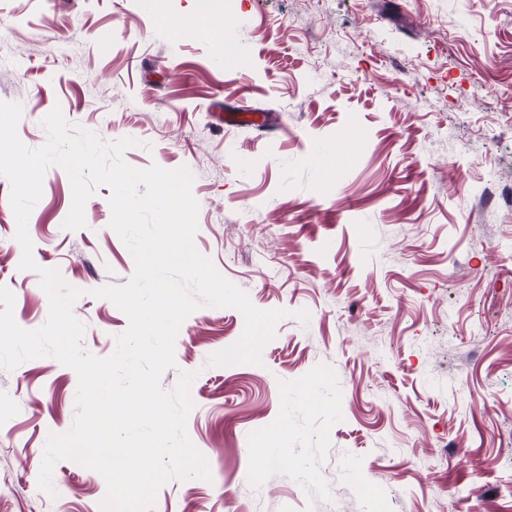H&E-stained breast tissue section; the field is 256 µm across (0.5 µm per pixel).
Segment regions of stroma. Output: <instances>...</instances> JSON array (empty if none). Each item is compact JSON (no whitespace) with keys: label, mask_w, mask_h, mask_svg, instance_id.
<instances>
[{"label":"stroma","mask_w":512,"mask_h":512,"mask_svg":"<svg viewBox=\"0 0 512 512\" xmlns=\"http://www.w3.org/2000/svg\"><path fill=\"white\" fill-rule=\"evenodd\" d=\"M203 14L223 39L193 30ZM0 101L21 104L28 147L58 106L135 139L133 167L188 168L198 252L258 309L289 312L258 365L209 363L240 339L236 309L183 322L161 386L194 373L187 433L211 478L169 480L154 512H512V0H0ZM235 107L253 124L221 126ZM10 193L0 175V286L34 330L49 302L19 267ZM110 194L65 229L72 188L53 166L28 220L39 268L81 289L99 357L128 319L92 291L135 270ZM77 386L50 357L0 368V512H101L104 478L74 462L54 494L38 487Z\"/></svg>","instance_id":"obj_1"}]
</instances>
